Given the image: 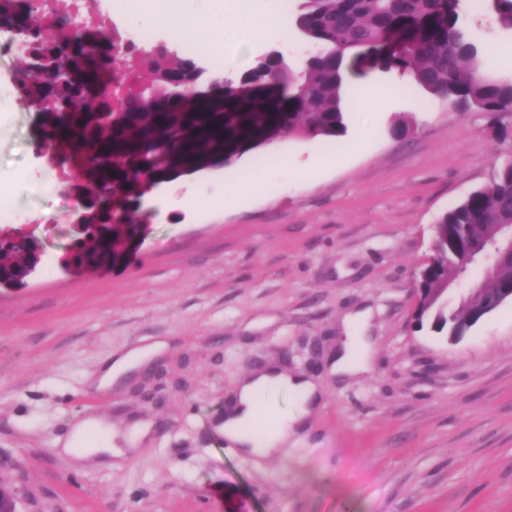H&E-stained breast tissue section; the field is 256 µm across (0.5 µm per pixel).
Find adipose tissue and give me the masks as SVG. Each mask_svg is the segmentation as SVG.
<instances>
[{
    "mask_svg": "<svg viewBox=\"0 0 512 512\" xmlns=\"http://www.w3.org/2000/svg\"><path fill=\"white\" fill-rule=\"evenodd\" d=\"M160 10L162 19L174 33L203 43L208 53L222 52V41L212 37L208 27L202 23L203 16L213 12V0H165ZM165 347V341L157 340L142 347L113 352L93 378V385L99 388L120 387ZM271 390L291 393L299 411L295 414L275 413L273 427L260 434L255 430L257 400ZM321 398L319 387L311 379L270 366L239 383L234 405L223 422L217 424L216 430L227 443L248 455L259 459L274 457L287 447L298 424L313 412ZM61 446L65 453L80 458L94 457L116 466L129 454L128 449L113 444L111 426L96 416L75 421Z\"/></svg>",
    "mask_w": 512,
    "mask_h": 512,
    "instance_id": "1",
    "label": "adipose tissue"
}]
</instances>
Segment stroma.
<instances>
[{
  "label": "stroma",
  "instance_id": "obj_1",
  "mask_svg": "<svg viewBox=\"0 0 512 512\" xmlns=\"http://www.w3.org/2000/svg\"><path fill=\"white\" fill-rule=\"evenodd\" d=\"M300 5L253 0L251 14L277 24L246 56L239 30L211 21L225 75L271 50L298 63L309 45L283 25ZM465 19L500 74L512 31L487 6ZM21 66L0 56V200L30 218L43 249L26 287L0 290V485L20 512H512V303L456 342L412 320L437 219L512 152V112H457L406 79L384 104L383 71H366L348 109L359 139H284L170 182L143 199L137 250L68 273L67 194L40 188L41 112L15 91ZM399 114L413 125L402 139L388 132ZM254 171L268 174L260 196L229 193ZM365 309L374 366L336 379L343 320ZM161 338L166 356L124 388H90L112 351ZM269 363L315 379L323 400L260 463L215 425L236 381ZM77 415L153 430L122 467H75L54 440Z\"/></svg>",
  "mask_w": 512,
  "mask_h": 512
}]
</instances>
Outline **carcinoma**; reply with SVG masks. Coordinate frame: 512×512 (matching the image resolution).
Masks as SVG:
<instances>
[{
  "label": "carcinoma",
  "mask_w": 512,
  "mask_h": 512,
  "mask_svg": "<svg viewBox=\"0 0 512 512\" xmlns=\"http://www.w3.org/2000/svg\"><path fill=\"white\" fill-rule=\"evenodd\" d=\"M490 2L497 24L512 30V0ZM458 8L459 0H304L294 26L316 46L309 62L297 71L284 55L257 62L243 73L247 89L241 94L229 89L213 96L186 82L194 58L177 52L150 58V84L141 82L137 72L124 96L100 99L79 116L69 111L82 97L81 87H56L51 105L43 108L54 115L43 144L55 145V128L65 126L68 140L81 151L84 172L111 194L109 200L91 201L97 212L88 223L114 225L112 240L74 243L83 249L81 262L100 266L123 255L130 238L129 212L138 209L146 191L172 181L174 170L194 172L204 156L231 167L239 157L224 154V147L250 143V150L260 149L254 140L264 128L279 140L345 135L350 78L369 59L373 67L397 73L458 112H512V76L486 73L483 54L459 23ZM100 34L86 26L70 41L86 73L96 74L99 82L120 57L112 53L110 41L85 54L84 45ZM25 43L36 60L64 50L37 25ZM105 112L118 117L107 124ZM437 224L435 256L424 268L420 288L466 279L472 263L464 258L481 254L497 236L498 225L512 224V156L495 164L488 182L442 214ZM476 287L487 300L511 288L512 265L493 263ZM474 307L475 300L464 297L455 308L425 311L419 306L415 318L439 333L454 327L464 333Z\"/></svg>",
  "instance_id": "cac0c4a2"
}]
</instances>
